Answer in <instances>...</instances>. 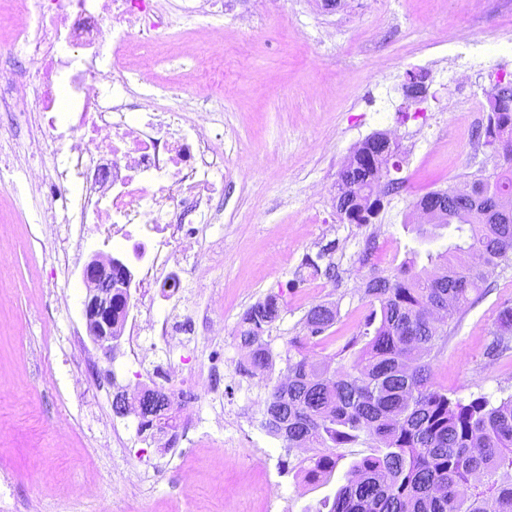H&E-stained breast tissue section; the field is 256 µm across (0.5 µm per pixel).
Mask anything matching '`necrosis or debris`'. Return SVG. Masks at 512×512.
Instances as JSON below:
<instances>
[{
	"instance_id": "obj_1",
	"label": "necrosis or debris",
	"mask_w": 512,
	"mask_h": 512,
	"mask_svg": "<svg viewBox=\"0 0 512 512\" xmlns=\"http://www.w3.org/2000/svg\"><path fill=\"white\" fill-rule=\"evenodd\" d=\"M24 20L13 48L21 64L0 61V111L31 112L32 152L53 161V198L67 211L64 226H93L106 243H129L144 261L136 297L122 320L130 354L146 331L177 338L176 325H156V288L181 289L196 271L195 251L214 216L221 145L207 136L211 99L206 82L182 90L176 105L155 51L172 25L154 0H18ZM189 34L181 53L197 65L223 44L205 19L223 0H177Z\"/></svg>"
}]
</instances>
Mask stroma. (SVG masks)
I'll use <instances>...</instances> for the list:
<instances>
[{
    "mask_svg": "<svg viewBox=\"0 0 512 512\" xmlns=\"http://www.w3.org/2000/svg\"><path fill=\"white\" fill-rule=\"evenodd\" d=\"M211 23L224 32L208 128L224 146L223 218L211 225L199 277L184 294L223 317L224 336L206 339L199 320L159 298L157 315L183 322L181 347L146 339L140 367L120 348L103 351L87 333L82 302L61 306L48 290L80 281L100 240L86 236L61 261L52 229L32 221L50 184L19 197L0 183V512H317L368 448L344 449L330 481L313 484L297 473V452L262 427L289 341L302 339L314 360L334 357L369 311L364 282L393 272L408 248L436 252L455 242L451 227L437 240L417 239L416 200L498 162L476 132L497 77L512 79V53L501 51L512 0H489L480 12L470 0H351L346 9L324 0H224ZM453 29L471 31L472 43H449ZM411 72L425 77L418 100L404 92ZM391 129L399 132L401 187L382 195L372 223L340 220L342 166L357 144ZM270 294L280 313L263 334L273 367L260 375L239 331L247 310ZM317 304L332 306L336 320L312 339L305 319ZM505 304L512 306V262L489 274L432 355L433 381L450 397L512 395V346L490 349ZM168 363L179 366L177 376L165 373ZM113 378L188 392L201 378L224 405L192 396L198 422L170 442L141 430L139 416L113 412ZM225 408L247 416L234 448L224 445Z\"/></svg>",
    "mask_w": 512,
    "mask_h": 512,
    "instance_id": "obj_1",
    "label": "stroma"
}]
</instances>
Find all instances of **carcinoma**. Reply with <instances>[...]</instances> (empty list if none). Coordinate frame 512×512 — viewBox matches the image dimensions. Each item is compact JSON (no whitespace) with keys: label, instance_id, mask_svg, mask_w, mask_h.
Instances as JSON below:
<instances>
[{"label":"carcinoma","instance_id":"cac0c4a2","mask_svg":"<svg viewBox=\"0 0 512 512\" xmlns=\"http://www.w3.org/2000/svg\"><path fill=\"white\" fill-rule=\"evenodd\" d=\"M500 98L496 84L488 93V147L512 142V107H501ZM392 159L384 134L362 144L339 175L341 218L368 224L379 214L373 186L385 179ZM511 193L512 155L448 189V221L418 231L435 237L453 224L459 242L427 254L421 267L411 250L396 273L369 282L364 330L343 346L336 368L302 354L300 340L288 342L299 357L286 356L288 382L269 391L264 426L286 448L313 451L297 471L309 482H327L342 458L339 449L368 445L317 512H512V396L495 403L453 399L435 386L430 358L445 343L443 326L479 294L490 270L512 259V220L483 216L492 199ZM459 253L467 256L463 265ZM279 311L278 296L270 295L246 313L240 339L255 370L273 366L262 335ZM335 320L332 307H313L306 316L310 336ZM495 327L494 349L512 335V307L498 312Z\"/></svg>","mask_w":512,"mask_h":512}]
</instances>
